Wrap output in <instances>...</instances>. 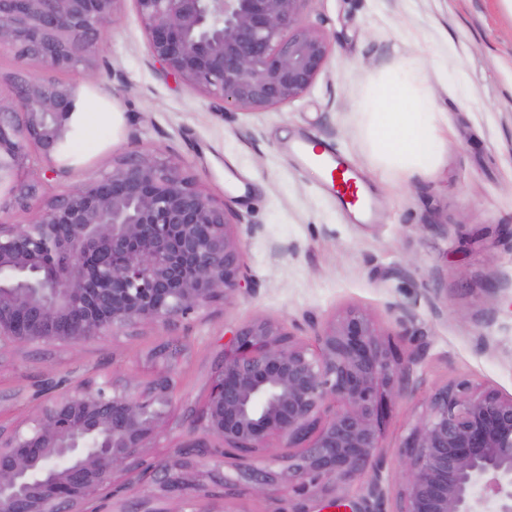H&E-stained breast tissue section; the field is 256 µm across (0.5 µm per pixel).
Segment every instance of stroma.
Returning <instances> with one entry per match:
<instances>
[{
	"instance_id": "35a3bbf8",
	"label": "stroma",
	"mask_w": 512,
	"mask_h": 512,
	"mask_svg": "<svg viewBox=\"0 0 512 512\" xmlns=\"http://www.w3.org/2000/svg\"><path fill=\"white\" fill-rule=\"evenodd\" d=\"M96 87L87 69L57 73L82 112L111 118L95 138L76 124L68 169L45 198L110 172L136 152L182 161L198 186L225 202L241 240L244 285L177 326L143 325L75 346L0 352V426L27 428L50 396L85 380L139 384L158 345L187 350L176 366L175 403L143 454L160 463L191 437L229 331L263 315L305 344L344 311H366L409 370L410 391L386 396L379 477L385 508L399 492V446L436 388L467 379L512 394V12L503 0H311L307 19L331 44L330 59L300 99L262 111L223 113L155 67L133 0H123ZM412 55L425 57L436 105L448 116V148L430 174L376 170L361 103L371 83ZM307 137L359 172L373 222L351 220L317 171L288 153ZM239 512H336L319 496L235 497Z\"/></svg>"
}]
</instances>
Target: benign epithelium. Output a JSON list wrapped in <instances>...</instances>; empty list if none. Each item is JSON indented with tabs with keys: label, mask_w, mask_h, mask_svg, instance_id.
<instances>
[{
	"label": "benign epithelium",
	"mask_w": 512,
	"mask_h": 512,
	"mask_svg": "<svg viewBox=\"0 0 512 512\" xmlns=\"http://www.w3.org/2000/svg\"><path fill=\"white\" fill-rule=\"evenodd\" d=\"M123 0H0V56L34 59L45 76L0 77V348L65 343L171 326L242 286L241 245L226 204L182 163L159 153L39 202L35 151L55 158L77 111L72 87L49 76L90 68L121 20ZM152 58L166 74L222 102L263 110L299 99L325 68L327 37L311 0H134ZM25 224L1 218L12 207ZM380 327L350 309L314 347L278 321L238 326L210 377L202 434L148 475L135 510L179 494L233 499L241 486L277 498L319 495L342 512H381L378 479L364 507L336 488L383 465L382 398L407 392ZM171 370L145 386L88 382L44 404L29 432L0 429V512H85L118 475L141 472L173 404ZM281 452L265 453L271 441ZM393 512H512V395L452 383L431 397L402 443Z\"/></svg>",
	"instance_id": "7a95c632"
}]
</instances>
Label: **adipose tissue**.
Listing matches in <instances>:
<instances>
[{
	"mask_svg": "<svg viewBox=\"0 0 512 512\" xmlns=\"http://www.w3.org/2000/svg\"><path fill=\"white\" fill-rule=\"evenodd\" d=\"M428 67L425 58H404L368 89L365 135L382 173L429 172L446 145L447 120L428 85Z\"/></svg>",
	"mask_w": 512,
	"mask_h": 512,
	"instance_id": "1",
	"label": "adipose tissue"
}]
</instances>
